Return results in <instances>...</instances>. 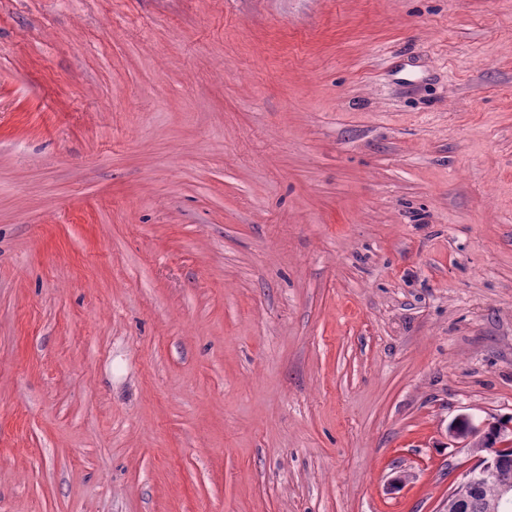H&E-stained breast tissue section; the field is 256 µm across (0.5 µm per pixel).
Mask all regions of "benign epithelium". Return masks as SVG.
I'll return each mask as SVG.
<instances>
[{"label": "benign epithelium", "instance_id": "benign-epithelium-1", "mask_svg": "<svg viewBox=\"0 0 512 512\" xmlns=\"http://www.w3.org/2000/svg\"><path fill=\"white\" fill-rule=\"evenodd\" d=\"M484 428L477 427L468 416H460L448 426L451 437L463 439L472 443V447L481 448L487 452L491 461L481 469H473L458 481L448 494L450 508L455 512H473L481 504L484 512H512V482L500 479L499 470L503 467L498 452L512 445L508 434H499L495 443L485 441ZM497 484L493 498L483 497V485L488 481Z\"/></svg>", "mask_w": 512, "mask_h": 512}]
</instances>
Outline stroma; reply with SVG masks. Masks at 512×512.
Returning a JSON list of instances; mask_svg holds the SVG:
<instances>
[{
	"instance_id": "obj_1",
	"label": "stroma",
	"mask_w": 512,
	"mask_h": 512,
	"mask_svg": "<svg viewBox=\"0 0 512 512\" xmlns=\"http://www.w3.org/2000/svg\"><path fill=\"white\" fill-rule=\"evenodd\" d=\"M512 420V0H0V512H444Z\"/></svg>"
}]
</instances>
